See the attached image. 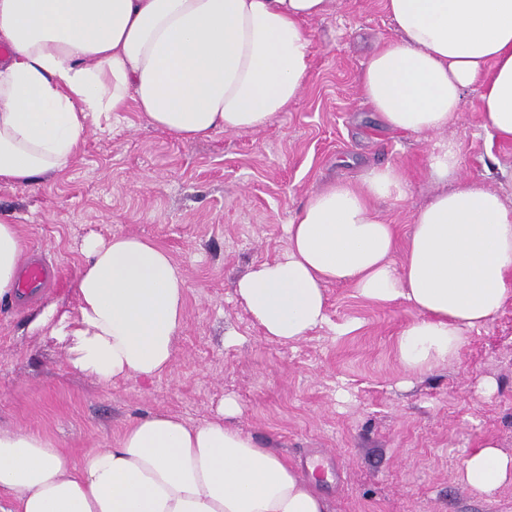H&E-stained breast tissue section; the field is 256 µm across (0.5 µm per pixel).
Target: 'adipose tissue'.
Here are the masks:
<instances>
[{
  "label": "adipose tissue",
  "mask_w": 512,
  "mask_h": 512,
  "mask_svg": "<svg viewBox=\"0 0 512 512\" xmlns=\"http://www.w3.org/2000/svg\"><path fill=\"white\" fill-rule=\"evenodd\" d=\"M397 40L370 56L361 93L388 129L429 143L438 184L406 244L374 210L404 200L393 165L311 194L284 251L236 284L264 336L305 338L326 320L325 288L352 285L372 302H403V369L452 363L467 331L512 295V208L463 178L455 140L465 92L481 89L486 128L512 140V0H384ZM334 0H0V180L30 184L82 150L90 123L137 111L190 143L264 128L302 94L312 65L308 21ZM405 246L402 263L393 256ZM23 242L0 222V299L12 298ZM75 312L42 317L73 371L101 383L153 381L169 370L185 326L186 283L170 252L134 234L87 239ZM225 400L198 425L137 417L109 448L81 459L38 433L0 429V512H327L313 481L261 447ZM459 480L478 496L512 484V456L470 449Z\"/></svg>",
  "instance_id": "obj_1"
}]
</instances>
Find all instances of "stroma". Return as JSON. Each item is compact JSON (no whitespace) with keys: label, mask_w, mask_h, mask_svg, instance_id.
<instances>
[{"label":"stroma","mask_w":512,"mask_h":512,"mask_svg":"<svg viewBox=\"0 0 512 512\" xmlns=\"http://www.w3.org/2000/svg\"><path fill=\"white\" fill-rule=\"evenodd\" d=\"M310 29L303 95L263 129L185 144L119 112L91 127L62 170L31 184L0 181V220L18 225L25 254L58 268L54 287L0 301V427L40 433L78 458L114 444L143 414L199 424L231 397L245 434L323 469L318 490L331 512H512L511 485L478 498L457 479L466 451L482 443L512 455V297L453 363L416 376L396 356L416 316L408 305L332 284L327 324L288 344L267 339L235 297L236 280L285 249L290 219L331 182L400 167L408 197L375 208L403 238L437 189L427 144L385 129L361 95L368 56L397 36L383 0H335ZM448 134L461 145L463 175L512 207V141L485 128L479 87ZM120 233L163 245L187 284L173 369L150 383L73 373L63 345L35 324L75 308L85 238ZM487 380L497 386L489 395Z\"/></svg>","instance_id":"obj_1"}]
</instances>
